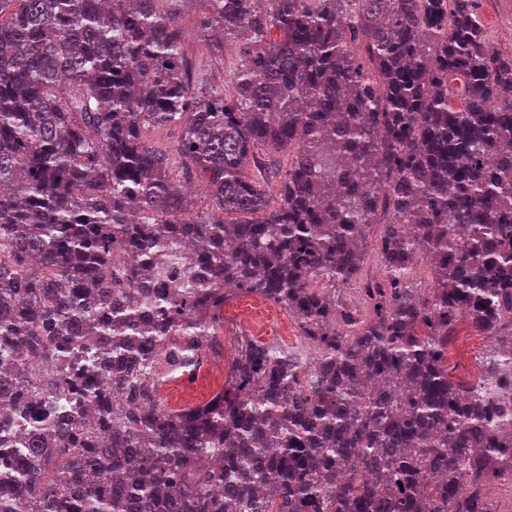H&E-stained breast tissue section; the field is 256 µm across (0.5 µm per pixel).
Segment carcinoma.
Listing matches in <instances>:
<instances>
[{
    "label": "carcinoma",
    "mask_w": 512,
    "mask_h": 512,
    "mask_svg": "<svg viewBox=\"0 0 512 512\" xmlns=\"http://www.w3.org/2000/svg\"><path fill=\"white\" fill-rule=\"evenodd\" d=\"M167 2L0 0V512H495L512 54L479 0H203L200 38L245 45L230 94ZM172 124V151L145 143ZM258 146L292 151L274 208L245 173ZM177 174L213 210L183 217ZM376 225L384 277L364 280ZM226 281L313 355L243 336L224 389L170 410ZM461 318L492 342L476 384L448 374Z\"/></svg>",
    "instance_id": "cac0c4a2"
}]
</instances>
